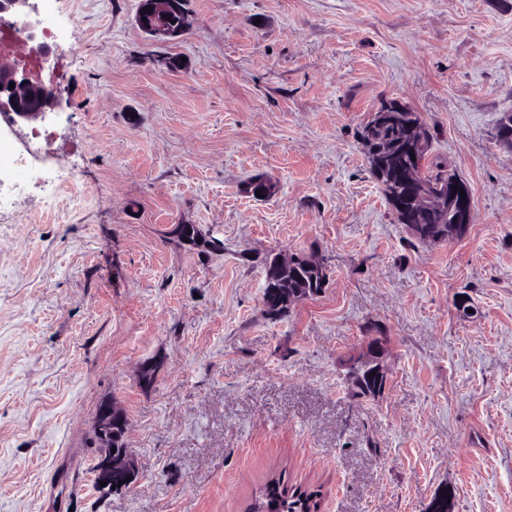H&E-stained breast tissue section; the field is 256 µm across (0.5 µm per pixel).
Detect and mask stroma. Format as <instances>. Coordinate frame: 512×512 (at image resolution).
<instances>
[{
	"label": "stroma",
	"mask_w": 512,
	"mask_h": 512,
	"mask_svg": "<svg viewBox=\"0 0 512 512\" xmlns=\"http://www.w3.org/2000/svg\"><path fill=\"white\" fill-rule=\"evenodd\" d=\"M137 4L34 0L61 177L0 212V512H250L273 478L320 512H424L445 483L452 512H512V0H188L166 42ZM392 100L470 189L460 241L415 240L369 170L360 132ZM284 252L329 279L273 321ZM371 336L376 402L346 382ZM108 399L140 480L105 497ZM387 345L382 336H372L348 362L347 382L350 393L356 397V392L365 383H380L385 381L380 396H384L388 380L389 370L385 364ZM375 372L374 376L371 373Z\"/></svg>",
	"instance_id": "obj_1"
}]
</instances>
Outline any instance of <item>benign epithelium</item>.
<instances>
[{
  "mask_svg": "<svg viewBox=\"0 0 512 512\" xmlns=\"http://www.w3.org/2000/svg\"><path fill=\"white\" fill-rule=\"evenodd\" d=\"M139 9L148 13L136 14V23L146 35L162 41L181 36L188 26L186 0H141ZM177 21H172V18ZM0 21H12L22 25L27 33L29 53L38 59L48 58L49 46L39 40L41 20L32 0H0ZM14 88H9L10 83ZM59 100L57 86L45 82L38 72L21 64L12 51H0V113H8L11 124L19 121L43 119L54 110ZM409 108L399 102H387L371 113L369 123L362 130L361 139L368 158L377 165L384 164L391 155L388 140L378 136V131L399 123ZM424 139L421 124L411 125L409 139L404 150L409 156H417V148ZM409 193L413 202L422 209L443 211L453 208L458 214V224L454 237H463L473 223L472 199L469 188L461 180H453L448 191L436 193L424 183L419 167L408 165ZM466 199H461L460 192ZM387 345L381 336L367 340L348 362L347 382L351 394L367 383L389 380V370L385 364ZM96 481L106 483L102 490L107 493H123L133 489L139 479V468L130 448L114 449L112 453L100 455L95 467ZM454 487L444 484L439 487L425 507V512H451Z\"/></svg>",
  "mask_w": 512,
  "mask_h": 512,
  "instance_id": "1",
  "label": "benign epithelium"
}]
</instances>
